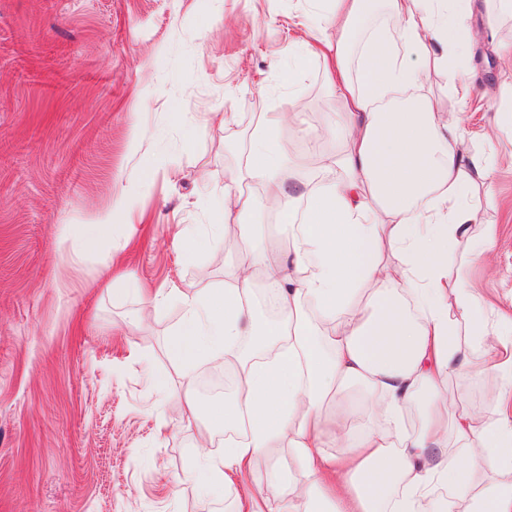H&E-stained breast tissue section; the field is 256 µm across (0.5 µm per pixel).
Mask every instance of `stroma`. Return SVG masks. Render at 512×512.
I'll return each mask as SVG.
<instances>
[{"label": "stroma", "mask_w": 512, "mask_h": 512, "mask_svg": "<svg viewBox=\"0 0 512 512\" xmlns=\"http://www.w3.org/2000/svg\"><path fill=\"white\" fill-rule=\"evenodd\" d=\"M306 0H0V512H236L239 490L201 494L203 454L178 423L185 389L170 353L169 303L136 322L111 297L101 258L71 263L63 224L95 221L131 195L142 215L126 270L145 287L220 288L239 261L210 199L240 164L261 112H298L278 134L306 153L341 149L321 61L296 42ZM478 96L462 116L473 147L496 127L501 162L473 202L497 228L493 257L448 252L490 324L512 317V20L475 17ZM499 53H490V46ZM301 78L289 83L283 68ZM183 112L187 122L175 113ZM236 115L225 126V113ZM170 373L156 391L147 369ZM464 407L494 418L499 374L449 378Z\"/></svg>", "instance_id": "35a3bbf8"}]
</instances>
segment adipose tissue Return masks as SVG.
Segmentation results:
<instances>
[{
	"label": "adipose tissue",
	"mask_w": 512,
	"mask_h": 512,
	"mask_svg": "<svg viewBox=\"0 0 512 512\" xmlns=\"http://www.w3.org/2000/svg\"><path fill=\"white\" fill-rule=\"evenodd\" d=\"M310 2L316 14L332 6L334 37L309 50L325 64L337 107L327 131L343 147L311 182L274 141L280 113H259L244 162L224 182L238 265L221 290L160 289L139 311L146 319L179 297L171 353L185 387L202 362L235 375L224 409L203 411L190 397L179 422L191 427L205 413L214 425L244 427L223 457L202 460L210 484L233 482L264 457L267 484L287 485L275 499L243 491L237 512H512V413L503 410L512 351L492 340L467 279L448 272L450 245L493 247L471 199L495 168L460 124L473 92L465 71L475 12L512 17V0ZM435 72L448 75L452 109L430 84ZM245 182L259 194L244 193ZM260 209L297 224L288 251L269 249L253 220ZM140 221L119 199L95 223L62 225L58 246L76 262L101 254L108 270ZM258 282L275 291L269 324L251 305ZM460 370L503 372L496 419L459 409L448 377ZM355 385L373 399V427L331 408ZM423 392L412 434L401 419ZM280 448L291 460L285 471L273 463ZM442 485L449 495L439 501Z\"/></svg>",
	"instance_id": "adipose-tissue-1"
}]
</instances>
